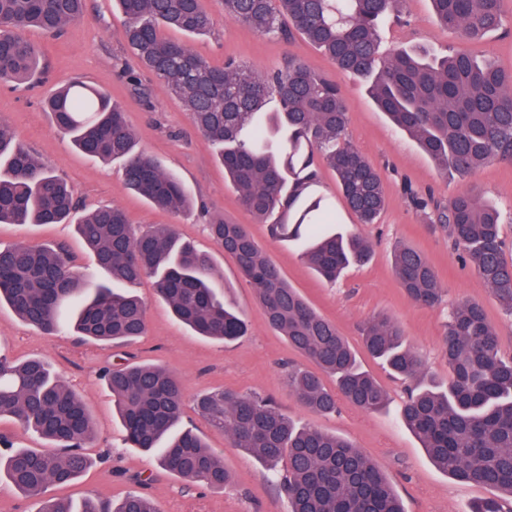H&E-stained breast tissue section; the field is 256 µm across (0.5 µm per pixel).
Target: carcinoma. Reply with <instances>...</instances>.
Masks as SVG:
<instances>
[{
	"mask_svg": "<svg viewBox=\"0 0 512 512\" xmlns=\"http://www.w3.org/2000/svg\"><path fill=\"white\" fill-rule=\"evenodd\" d=\"M403 0H222L224 19L260 34L287 38L297 31L323 51L336 70L369 82L372 98L413 137L446 174L471 176L495 159L512 161V73L475 59L464 49L434 55L397 47L384 54L379 28ZM438 23L461 44L502 26V0H431ZM124 35L139 63L192 114L216 148L241 204L269 224L277 240H302L303 260L326 280L367 261L368 241L356 233L330 234L319 166L336 175L346 206L361 224H373L386 206L380 172L346 138L348 103L337 83L290 58L276 69H247L228 59L214 68L188 44L164 36L175 29L205 35L212 20L202 0H116ZM85 0H0V80L25 81L39 66L38 51L19 33L35 27L59 36L84 14ZM274 105V111L266 106ZM59 131L81 153L124 160L129 189L157 209L192 205L180 179L136 149L125 113L100 90L82 82L60 88L48 101ZM416 207L448 230L458 258L473 266L500 306L512 313V263L503 256L499 211L477 191L446 204L409 192ZM67 185L0 121V224H67L77 211ZM216 244L255 287L268 325L314 365L293 367L288 381L299 403L317 414L336 411L337 397L364 411L386 407V390L357 362L336 326L284 281L242 224L209 225ZM107 280L89 287L63 246L27 242L0 248V305L47 333L73 327L104 343L130 342L146 330L144 303L131 292L155 277L158 296L196 336L232 342L248 324L212 286L211 259L179 237L172 224L141 230L118 206L98 207L76 223ZM393 267L413 302L434 307L442 289L426 257L399 246ZM364 347L389 371L416 381L421 362L401 326L379 315L363 330ZM444 357L448 387L414 386L403 421L429 458L456 479L498 495L470 512H512V359L484 307L464 301L448 310ZM336 381L326 387L323 375ZM100 379L112 392L135 448L155 451L166 472L222 489L230 481L223 456L191 429L174 431L183 406L179 379L168 370L129 361L106 366ZM198 413L228 433L237 448L280 474L289 512H404L384 473L350 442L299 426L260 394L222 390L197 399ZM36 432L50 449L15 448L0 436V480L38 500L37 512H157L137 494L115 508H78L47 496L52 485L76 479L90 464L93 439L87 404L40 358L16 362L0 354V419Z\"/></svg>",
	"mask_w": 512,
	"mask_h": 512,
	"instance_id": "carcinoma-1",
	"label": "carcinoma"
}]
</instances>
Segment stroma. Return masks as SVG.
<instances>
[{"mask_svg": "<svg viewBox=\"0 0 512 512\" xmlns=\"http://www.w3.org/2000/svg\"><path fill=\"white\" fill-rule=\"evenodd\" d=\"M203 5L214 21L213 30L188 42L211 66L223 67L225 59L232 58L245 67L272 69L291 56L318 73L336 76L348 101L347 138L381 173L386 207L376 223H358L345 206L334 172L321 167L322 193L334 212L337 230L360 234L371 245L367 262L349 267L337 282H326L301 260L296 243L271 240L266 224L240 207L224 179L223 165L195 129L183 100L147 73H140L138 81L130 80L125 69L135 66L136 60L123 38V19L114 0H86L83 19L68 25L61 36L26 30L25 39L40 51L43 70L26 84H0V121L67 182L80 211L117 205L133 224L177 225L184 240L211 256L218 293L244 312L249 325L247 335L231 343L191 334L158 299L150 275L134 287L146 304V332L120 346L83 342L68 334L46 335L1 307L0 351L18 361L45 359L59 379L83 397L92 413L95 440L86 449L90 466L71 484L51 487V494L76 506L88 499L115 505L127 493L137 492L150 498L159 512H287L286 499L264 465L233 447L228 434L213 428L195 410L198 395L230 388L269 396L299 424L351 440L385 473L405 512H468L472 503L493 496L494 488L458 482L433 464L401 418L400 408L407 399L405 382L368 355L361 329L378 314L399 322L422 361L425 379L444 383L448 380V365L442 356L448 310L459 302L475 300L483 304L498 334L502 355L512 357V314L500 307L471 266L457 261L446 230L431 224L428 212L417 209L407 197L412 189L432 193L445 203L470 187H479L503 214V253L512 262V164L491 162L465 179L444 176L416 141L378 110L366 81L349 74L335 75L324 53L300 35L261 37L225 22L220 0H203ZM502 9L505 29L467 43L466 48L478 59L510 72L512 0H503ZM398 46L444 54L456 42L437 23L431 0H406L400 19L381 28L382 51ZM74 81L103 90L122 106L138 147L179 177L195 201L192 209L172 213L152 208L126 188L121 161L104 162L69 146L45 103ZM219 220L246 225L286 282L336 325L362 367L387 391L385 409L366 412L342 400L336 413L317 415L299 404L288 386V369L305 365L306 360L268 326L254 286L211 239L208 226ZM21 239L64 245L77 271L89 282L100 281L94 257L74 225L0 224L1 246ZM399 244L422 252L430 261L443 289L440 306L415 304L402 292L392 267L393 250ZM127 357L161 366L178 377L184 394L181 423L195 428L209 447L222 452L231 476L227 487L213 490L167 474L151 454L127 443L112 393L98 379L100 368Z\"/></svg>", "mask_w": 512, "mask_h": 512, "instance_id": "1", "label": "stroma"}]
</instances>
